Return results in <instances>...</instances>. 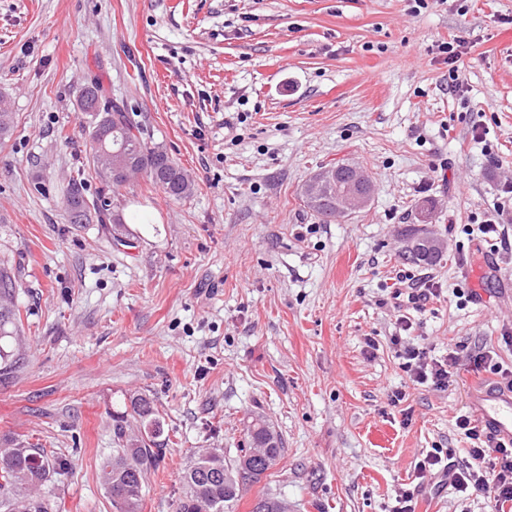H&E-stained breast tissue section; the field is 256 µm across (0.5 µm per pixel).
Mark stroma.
Listing matches in <instances>:
<instances>
[{"mask_svg":"<svg viewBox=\"0 0 512 512\" xmlns=\"http://www.w3.org/2000/svg\"><path fill=\"white\" fill-rule=\"evenodd\" d=\"M95 78L195 182L184 201L143 175L113 190L134 249L111 224L69 223L57 193L88 165L76 99ZM0 102L16 116L0 254L24 283L0 445L64 460L47 512H114L99 467L113 400L136 394L169 438L142 512H175L196 451L235 459L254 414L284 455L233 512L265 492L292 512H393L412 487L416 512H491L415 465L435 448L466 460L456 419L491 377L471 355L512 369V291L483 266L489 252L512 272V247L467 230L512 182V0H0ZM347 162L371 202L321 223L299 188ZM420 230L446 245L435 264L403 258ZM402 277L439 290L406 331ZM397 335L455 354L452 385L413 383Z\"/></svg>","mask_w":512,"mask_h":512,"instance_id":"obj_1","label":"stroma"}]
</instances>
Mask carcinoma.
<instances>
[{"instance_id":"obj_1","label":"carcinoma","mask_w":512,"mask_h":512,"mask_svg":"<svg viewBox=\"0 0 512 512\" xmlns=\"http://www.w3.org/2000/svg\"><path fill=\"white\" fill-rule=\"evenodd\" d=\"M103 85L93 80L79 94L81 111L88 116L92 140V166L101 188L92 200L83 194L84 171L77 172L64 190L67 213L72 224L89 222L96 214L103 222L112 220L114 238L125 240L132 248L137 236L126 228L123 215L112 210L113 187L111 151L123 147L131 159L133 175H146L172 200L189 198L194 184L187 171L171 159L164 148L146 141L143 131L128 119L116 104L100 108ZM110 134L107 145H101L104 134ZM305 206L322 220L336 217V184L328 185L313 200L299 191ZM21 287L20 270L8 260H0V369L13 365L9 339L17 335L15 295ZM248 447L240 449L233 462L224 460L216 450H201L181 476L182 495L177 512H230L240 490L259 482L262 476L282 458L281 436L261 415L248 418L245 424ZM165 421L155 411L152 401L143 395L123 399V409L112 412V436L116 448L112 457L100 467V477L116 512H141L143 490L148 474L161 461L167 445ZM54 462L44 449L16 443L0 448V505L6 512H45L40 490L49 481ZM282 499L272 494L261 496L252 512H279Z\"/></svg>"}]
</instances>
